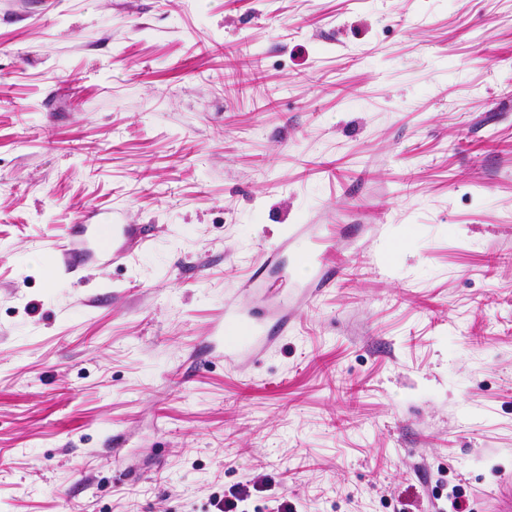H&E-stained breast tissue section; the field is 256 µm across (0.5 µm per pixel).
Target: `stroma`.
Returning a JSON list of instances; mask_svg holds the SVG:
<instances>
[{"mask_svg":"<svg viewBox=\"0 0 512 512\" xmlns=\"http://www.w3.org/2000/svg\"><path fill=\"white\" fill-rule=\"evenodd\" d=\"M103 224L151 243L113 261ZM330 225L337 268L300 267ZM228 300L292 323L225 356ZM249 482L253 512L512 484V0H0V512Z\"/></svg>","mask_w":512,"mask_h":512,"instance_id":"obj_1","label":"stroma"}]
</instances>
